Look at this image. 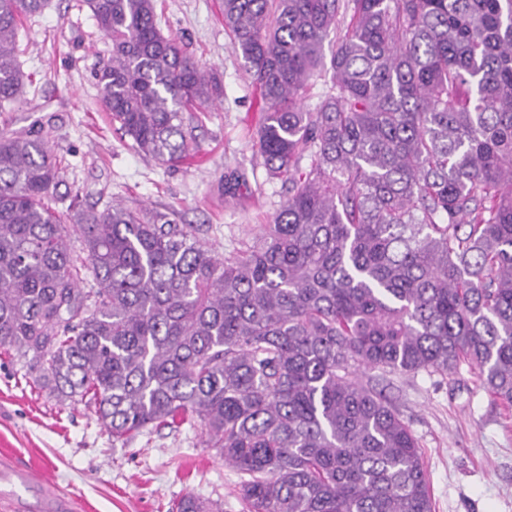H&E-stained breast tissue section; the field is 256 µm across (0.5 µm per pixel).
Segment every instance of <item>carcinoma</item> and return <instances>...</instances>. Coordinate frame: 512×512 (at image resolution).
Wrapping results in <instances>:
<instances>
[{
	"label": "carcinoma",
	"instance_id": "carcinoma-1",
	"mask_svg": "<svg viewBox=\"0 0 512 512\" xmlns=\"http://www.w3.org/2000/svg\"><path fill=\"white\" fill-rule=\"evenodd\" d=\"M157 2L82 5L110 42L103 110L177 166L201 151L183 114L223 87L163 34ZM49 3L0 0L1 111L24 86L21 19ZM220 11L265 103L255 147L288 184L271 223L222 257L168 213L60 210L47 135L1 133L0 348L115 440L199 424L240 474L242 512H434L418 439L364 377L467 362L512 408V0ZM177 512L210 509L187 495Z\"/></svg>",
	"mask_w": 512,
	"mask_h": 512
}]
</instances>
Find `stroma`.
<instances>
[{
    "instance_id": "35a3bbf8",
    "label": "stroma",
    "mask_w": 512,
    "mask_h": 512,
    "mask_svg": "<svg viewBox=\"0 0 512 512\" xmlns=\"http://www.w3.org/2000/svg\"><path fill=\"white\" fill-rule=\"evenodd\" d=\"M161 28L217 73L224 95L216 107L186 115L202 162L168 167L133 150L97 99L95 74L109 42L81 0H51L23 20L18 59L20 100L0 112V133L41 127L64 168L62 194L86 204L120 200L172 213L194 224L218 254L252 242L270 223L284 183L266 178L252 147L265 105L231 50L219 0H159ZM418 437L435 512H512V411L482 389L468 364L457 373L379 379ZM51 474L75 512H173L193 494L218 512H242L240 476L215 449L202 447L189 423L113 440L84 404H60L21 363L0 350V460Z\"/></svg>"
}]
</instances>
